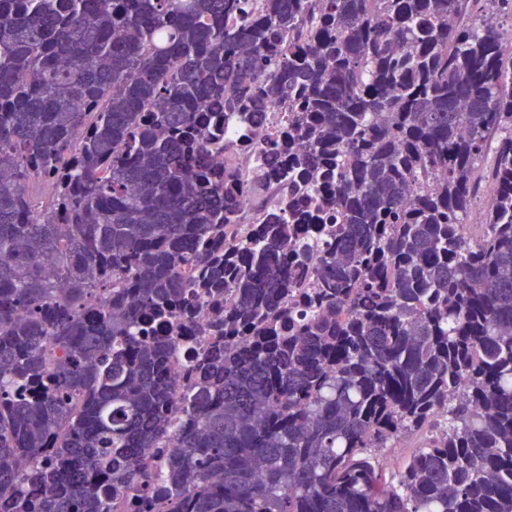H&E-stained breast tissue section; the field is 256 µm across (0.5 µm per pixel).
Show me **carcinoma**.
Listing matches in <instances>:
<instances>
[{
  "label": "carcinoma",
  "instance_id": "obj_1",
  "mask_svg": "<svg viewBox=\"0 0 512 512\" xmlns=\"http://www.w3.org/2000/svg\"><path fill=\"white\" fill-rule=\"evenodd\" d=\"M254 2L0 0V512H512V0ZM244 130L235 121L224 122V143L232 145L231 150L214 154L219 165L235 168L247 186L257 181L258 157H263L262 144L243 143ZM279 192L273 186L248 190L240 197V224H261L265 213L275 205ZM178 343V355L169 365L168 377L176 386H182L188 378V365L192 351L182 338L178 339Z\"/></svg>",
  "mask_w": 512,
  "mask_h": 512
}]
</instances>
